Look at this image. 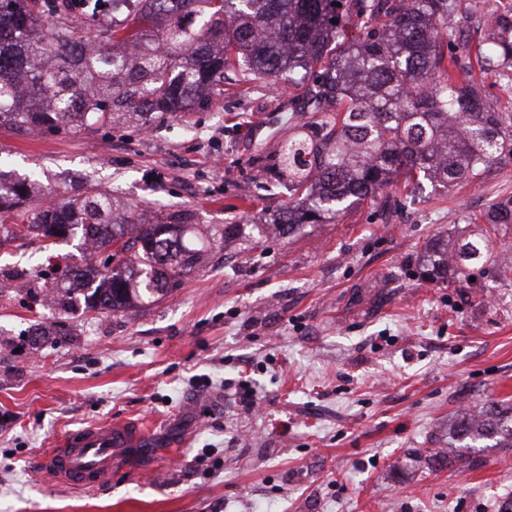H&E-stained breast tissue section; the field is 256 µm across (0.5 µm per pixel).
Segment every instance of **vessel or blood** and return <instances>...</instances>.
<instances>
[{
  "instance_id": "1",
  "label": "vessel or blood",
  "mask_w": 512,
  "mask_h": 512,
  "mask_svg": "<svg viewBox=\"0 0 512 512\" xmlns=\"http://www.w3.org/2000/svg\"><path fill=\"white\" fill-rule=\"evenodd\" d=\"M153 446L143 424L107 420L68 432L42 452L38 465L57 482L94 489L125 470L130 454L150 455Z\"/></svg>"
}]
</instances>
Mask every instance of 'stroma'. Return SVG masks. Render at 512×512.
Returning <instances> with one entry per match:
<instances>
[{
	"instance_id": "stroma-1",
	"label": "stroma",
	"mask_w": 512,
	"mask_h": 512,
	"mask_svg": "<svg viewBox=\"0 0 512 512\" xmlns=\"http://www.w3.org/2000/svg\"><path fill=\"white\" fill-rule=\"evenodd\" d=\"M303 92L230 69L204 109L86 136L0 128V160L54 199H117L231 226L225 245L121 313L45 298L71 243L0 245V512H501L512 448L457 449L456 415L512 403V281H420V248L512 197V164L423 183L281 238L274 153ZM40 263L41 276L30 267ZM248 382L260 412L242 403ZM144 422L149 461L92 491L39 454L95 422Z\"/></svg>"
}]
</instances>
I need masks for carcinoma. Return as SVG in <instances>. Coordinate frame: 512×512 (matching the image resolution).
Listing matches in <instances>:
<instances>
[{
	"label": "carcinoma",
	"instance_id": "obj_1",
	"mask_svg": "<svg viewBox=\"0 0 512 512\" xmlns=\"http://www.w3.org/2000/svg\"><path fill=\"white\" fill-rule=\"evenodd\" d=\"M338 6H333V3ZM459 0H110L108 14L73 13L70 0H0V127L19 135L65 127L75 136L135 121L151 127L224 95V71L243 67L278 88L300 87L314 121L280 143L294 204L276 222L287 237L334 224L353 206L401 182L449 189L512 157V114L470 79L471 46L448 44ZM479 55L512 78V11L493 15ZM36 176L0 169V244L81 234L85 250H112L105 273L68 264L86 308L116 313L150 301L192 271L216 242L182 213L149 218L96 185L45 207ZM512 238V197L484 225L436 236L419 277L512 275L494 241ZM454 434L512 447V405L463 413Z\"/></svg>",
	"mask_w": 512,
	"mask_h": 512
}]
</instances>
